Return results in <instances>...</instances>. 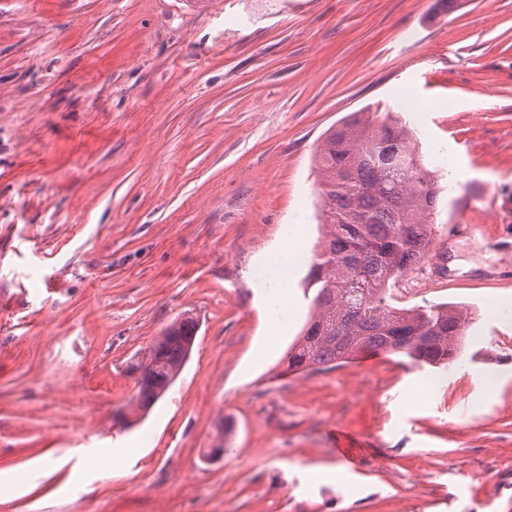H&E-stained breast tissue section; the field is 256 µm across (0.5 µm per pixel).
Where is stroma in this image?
I'll return each mask as SVG.
<instances>
[{
	"mask_svg": "<svg viewBox=\"0 0 512 512\" xmlns=\"http://www.w3.org/2000/svg\"><path fill=\"white\" fill-rule=\"evenodd\" d=\"M378 104L440 170L435 241L393 303L474 314L461 365L420 406L406 397L434 370L406 358L286 373L305 263L288 335L241 372L262 334L254 260L294 233L312 254L314 152ZM498 296L512 0H0V512H512ZM186 313L189 359L126 425L131 365ZM340 431L363 442L348 463ZM128 441L142 453L113 467ZM340 465L350 484L305 478Z\"/></svg>",
	"mask_w": 512,
	"mask_h": 512,
	"instance_id": "obj_1",
	"label": "stroma"
}]
</instances>
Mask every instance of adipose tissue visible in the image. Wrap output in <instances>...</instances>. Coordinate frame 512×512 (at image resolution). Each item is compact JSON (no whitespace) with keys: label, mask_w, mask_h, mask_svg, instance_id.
<instances>
[{"label":"adipose tissue","mask_w":512,"mask_h":512,"mask_svg":"<svg viewBox=\"0 0 512 512\" xmlns=\"http://www.w3.org/2000/svg\"><path fill=\"white\" fill-rule=\"evenodd\" d=\"M300 251L295 240L276 246L257 260L252 271L253 279L260 284L254 293V304L267 315L266 345L275 344L288 332V323L281 318L280 310L294 304L290 288L298 268Z\"/></svg>","instance_id":"adipose-tissue-1"}]
</instances>
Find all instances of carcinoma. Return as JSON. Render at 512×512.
Returning a JSON list of instances; mask_svg holds the SVG:
<instances>
[{
	"label": "carcinoma",
	"mask_w": 512,
	"mask_h": 512,
	"mask_svg": "<svg viewBox=\"0 0 512 512\" xmlns=\"http://www.w3.org/2000/svg\"><path fill=\"white\" fill-rule=\"evenodd\" d=\"M326 240L311 258L312 318L286 355V372L351 363L369 351L445 369L459 355L468 311L448 303L391 304V285L423 261L434 240L436 172L397 112L381 123L354 117L333 127L317 152ZM196 320L172 323L135 366H153L129 405L145 414L177 379Z\"/></svg>",
	"instance_id": "obj_1"
}]
</instances>
